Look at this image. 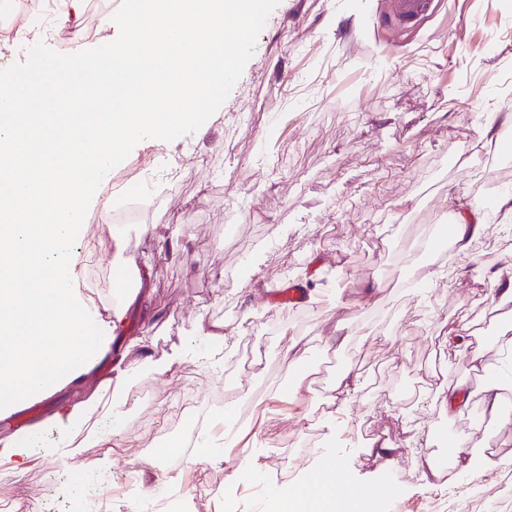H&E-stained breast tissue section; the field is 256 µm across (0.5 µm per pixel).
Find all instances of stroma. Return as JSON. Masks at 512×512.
Returning a JSON list of instances; mask_svg holds the SVG:
<instances>
[{"mask_svg": "<svg viewBox=\"0 0 512 512\" xmlns=\"http://www.w3.org/2000/svg\"><path fill=\"white\" fill-rule=\"evenodd\" d=\"M385 3L279 0L207 133L136 144L113 169L119 179L163 156L187 163L138 223L106 224L94 212L80 229L99 245L78 252L75 286L98 309L112 306L107 271L123 267V250L145 281L108 358L120 391L112 401L118 445L105 452L79 435L54 461L35 459L20 475L0 470V492L47 496L56 512H75L79 485L45 489L43 472L63 464L87 478L103 458L112 474L135 466L141 485H157L152 422L183 389L205 396L220 386L225 411L249 408L223 462L203 464L227 496L237 495L244 464L273 485L297 472L294 491L305 493L335 455L375 512H390L377 487L391 466L405 512H428L430 493L451 497L462 483L479 512H496V478L512 472V423L488 419L472 429L481 383L467 349L449 348L448 337L467 330L488 363L511 361L494 338L512 325V303L491 302L508 281L492 283L485 264L475 274L439 255L423 258L413 245L432 235L429 219L454 223L450 209L462 199L484 216L495 258H512V213L496 206L512 196V177L493 161L500 137L482 136L491 113H512V11L500 0H443L400 36L371 24ZM121 5L88 0L80 25L61 30L50 48L95 42ZM243 112L250 126L239 124ZM413 266L435 272L427 291L407 287ZM331 270L341 279L328 278ZM288 281L306 293L301 326L273 301ZM216 325L220 353L204 364L183 360ZM292 338L308 357H344L362 376L361 393L344 406L335 379L289 369ZM167 364L172 372L157 374ZM464 379L470 409L448 416L443 394ZM446 433L468 436L473 463L425 479L411 454L435 456ZM380 436L397 445L395 457L370 453Z\"/></svg>", "mask_w": 512, "mask_h": 512, "instance_id": "obj_1", "label": "stroma"}]
</instances>
